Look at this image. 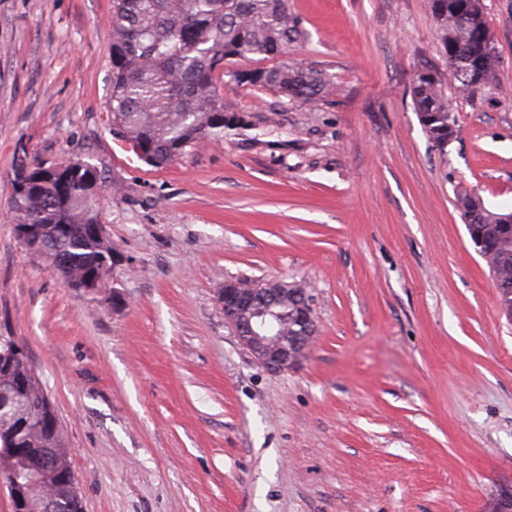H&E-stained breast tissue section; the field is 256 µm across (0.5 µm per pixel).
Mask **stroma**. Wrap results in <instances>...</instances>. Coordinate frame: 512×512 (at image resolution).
<instances>
[{
    "label": "stroma",
    "mask_w": 512,
    "mask_h": 512,
    "mask_svg": "<svg viewBox=\"0 0 512 512\" xmlns=\"http://www.w3.org/2000/svg\"><path fill=\"white\" fill-rule=\"evenodd\" d=\"M483 5L502 90L453 98L446 153L410 96L425 65L453 83L429 0H288V60L332 94L225 77L249 125L155 169L114 159L112 0H0V336L49 393L83 512H484L512 485V323L459 206L512 207V0ZM69 159L121 185L94 295L11 219L18 164ZM272 276L309 283L317 328L282 372L218 301Z\"/></svg>",
    "instance_id": "35a3bbf8"
}]
</instances>
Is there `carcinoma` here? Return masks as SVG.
Listing matches in <instances>:
<instances>
[{"label":"carcinoma","mask_w":512,"mask_h":512,"mask_svg":"<svg viewBox=\"0 0 512 512\" xmlns=\"http://www.w3.org/2000/svg\"><path fill=\"white\" fill-rule=\"evenodd\" d=\"M474 2L430 0L444 57L458 69L452 74L455 90L470 101L500 90L496 53L486 58L479 90L471 89L461 72L488 30L485 13ZM110 27L112 90L107 109L112 130L123 131L140 160L153 168L167 167L186 148L243 126L219 92L224 65L235 59L286 56L304 37L300 22L288 13L287 0H112ZM231 77L302 102L325 97L333 89L326 70L285 62L236 70ZM410 94L432 147L445 152L457 129L440 73L429 66L417 70ZM104 185L101 170L88 160L82 165L64 162L50 171L21 164L14 175L13 223L44 225L43 242L26 250L47 262L67 288L78 289L86 277L111 271L105 246L90 231V225L101 223ZM499 214L488 207L478 211L472 232L486 239L501 280L512 284V232L493 229ZM56 224L69 225L68 235H54ZM31 370L28 355L22 354L9 371L0 372V393L8 390L13 375L31 385L20 430L0 431V449L6 440L14 447L0 462V479L25 480L29 448L66 447L65 438H49L41 380Z\"/></svg>","instance_id":"cac0c4a2"}]
</instances>
